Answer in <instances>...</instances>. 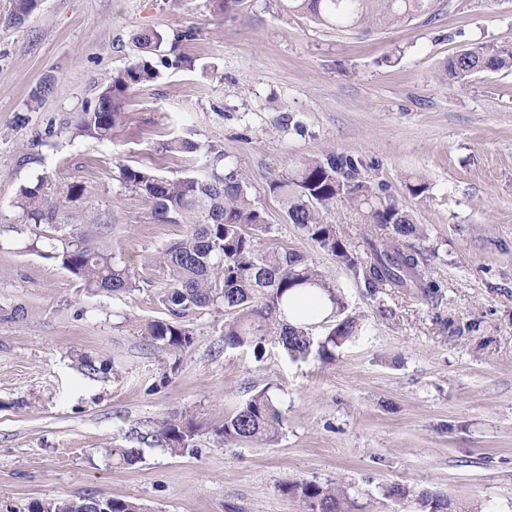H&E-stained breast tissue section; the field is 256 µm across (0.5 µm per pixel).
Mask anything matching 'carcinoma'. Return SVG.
Listing matches in <instances>:
<instances>
[{
	"instance_id": "1",
	"label": "carcinoma",
	"mask_w": 512,
	"mask_h": 512,
	"mask_svg": "<svg viewBox=\"0 0 512 512\" xmlns=\"http://www.w3.org/2000/svg\"><path fill=\"white\" fill-rule=\"evenodd\" d=\"M430 0H288V11L297 12L321 26L346 27L361 34L399 26L428 10ZM39 8L36 0H9L3 21L19 25ZM163 35L152 29L137 34L141 50L125 68L115 72L94 100L63 125L80 136L112 139L121 122L127 95L137 86L158 77L152 54ZM512 71V49L493 53L466 49L448 57L443 75L451 83H465L481 72ZM173 154L203 155L210 173L176 179L151 169L123 165L124 186L137 192L149 206L151 218L160 224H184L186 234L157 251L155 263L169 279L162 304L172 318H156L139 324L145 340L170 352L189 349L194 331L181 318L192 311H224V346L249 347L255 358L265 345H278L292 359L315 355L332 361L336 349L360 330L359 320L346 313L341 290L308 255L267 242L270 224L248 192L242 172L224 163V153L186 139H173L166 147ZM366 164L351 156L327 152L304 159L287 172L275 171L267 183L288 222L300 227L320 248L332 253L339 264L363 277L371 295L389 288L437 303L440 289L420 266L417 254L408 250V239L424 234L411 214L401 207L382 182L365 174ZM61 190L44 178L20 187L16 207L26 223L49 224L59 233L54 258L90 290L131 294L139 288L137 259L116 260L112 250L84 231L68 229L58 201ZM344 203L355 221L368 225L362 251L350 249L336 225L325 214ZM318 294L327 301L321 319H288L295 296ZM322 329L321 338L313 331ZM281 412L269 389L252 394L215 429L222 444L240 441L271 443L278 438ZM158 435L173 454L189 448L197 434L192 418L170 417L158 424ZM299 499L303 512H355L356 502L330 483L299 480L279 487ZM384 496L402 508L413 503L418 512H450L448 496L431 490H415L391 484ZM90 497L74 496L37 501V512H89Z\"/></svg>"
}]
</instances>
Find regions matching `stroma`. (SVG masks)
I'll use <instances>...</instances> for the list:
<instances>
[{
	"label": "stroma",
	"mask_w": 512,
	"mask_h": 512,
	"mask_svg": "<svg viewBox=\"0 0 512 512\" xmlns=\"http://www.w3.org/2000/svg\"><path fill=\"white\" fill-rule=\"evenodd\" d=\"M161 32V68L125 100L107 141L62 122L94 101ZM178 48H170L175 34ZM512 48V0H432L428 13L369 35L316 25L282 0H42L23 25L0 23V512L31 502L111 495L149 512H302L280 485L345 487L363 512H398L399 483L448 495L452 512H512V72L451 84L441 66L470 47ZM55 84L41 95L44 84ZM49 144L30 147L38 134ZM188 139L222 150L246 175L271 244L308 254L341 289L359 336L336 358L293 361L224 344L223 312H191L193 346L174 356L138 333L164 317L163 271L138 267L139 290L94 293L51 257L49 225L26 227L15 201L43 176L73 225L106 216L103 244L143 258L177 241L126 189L121 165L177 178L204 157L166 150ZM327 151L369 163L407 207L409 239L443 299L371 296L362 277L289 224L267 182ZM428 186L419 196L406 185ZM393 318L376 313L378 304ZM268 389L275 442L219 444L225 412ZM192 416L193 446L171 454L163 418ZM111 448H136L131 466Z\"/></svg>",
	"instance_id": "1"
}]
</instances>
